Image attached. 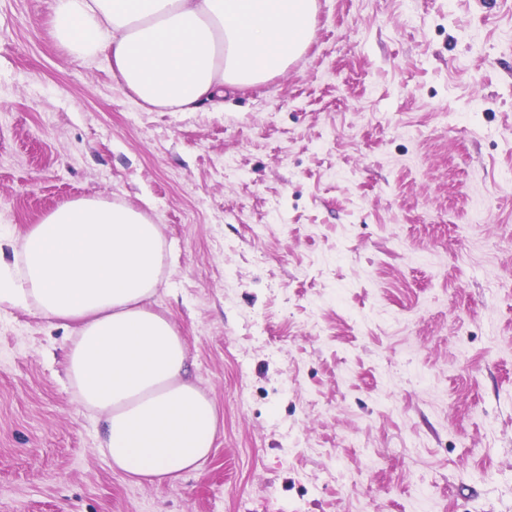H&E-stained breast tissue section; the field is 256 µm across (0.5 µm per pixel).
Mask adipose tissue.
Returning <instances> with one entry per match:
<instances>
[{
    "label": "adipose tissue",
    "mask_w": 512,
    "mask_h": 512,
    "mask_svg": "<svg viewBox=\"0 0 512 512\" xmlns=\"http://www.w3.org/2000/svg\"><path fill=\"white\" fill-rule=\"evenodd\" d=\"M316 0H54L51 33L76 57L105 56L142 104L197 111L283 73L313 35ZM19 277L0 271V307L34 303L69 330L66 372L101 417V453L150 483L178 479L210 456L211 397L187 346L155 311L163 242L133 208L78 199L18 243Z\"/></svg>",
    "instance_id": "obj_1"
}]
</instances>
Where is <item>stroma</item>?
Returning a JSON list of instances; mask_svg holds the SVG:
<instances>
[{
    "mask_svg": "<svg viewBox=\"0 0 512 512\" xmlns=\"http://www.w3.org/2000/svg\"><path fill=\"white\" fill-rule=\"evenodd\" d=\"M0 0V237L79 198L159 225L217 407L175 483L113 471L64 331L0 310V512H512V0H318L286 72L159 112Z\"/></svg>",
    "mask_w": 512,
    "mask_h": 512,
    "instance_id": "1",
    "label": "stroma"
}]
</instances>
